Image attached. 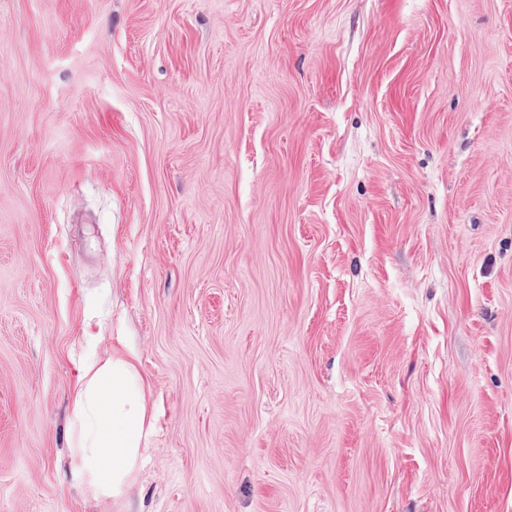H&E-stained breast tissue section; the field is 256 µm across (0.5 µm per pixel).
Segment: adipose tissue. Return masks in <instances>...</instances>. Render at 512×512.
I'll return each instance as SVG.
<instances>
[{"label": "adipose tissue", "instance_id": "obj_1", "mask_svg": "<svg viewBox=\"0 0 512 512\" xmlns=\"http://www.w3.org/2000/svg\"><path fill=\"white\" fill-rule=\"evenodd\" d=\"M138 353L124 341L84 364L73 389L76 430L71 475L119 500L135 479L155 426Z\"/></svg>", "mask_w": 512, "mask_h": 512}]
</instances>
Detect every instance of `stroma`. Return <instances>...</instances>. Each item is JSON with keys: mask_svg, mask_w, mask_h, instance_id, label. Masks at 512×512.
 <instances>
[{"mask_svg": "<svg viewBox=\"0 0 512 512\" xmlns=\"http://www.w3.org/2000/svg\"><path fill=\"white\" fill-rule=\"evenodd\" d=\"M0 512H512V0H0ZM138 353L116 336L112 353L84 364L73 389L76 430L71 475L118 501L135 479L154 433Z\"/></svg>", "mask_w": 512, "mask_h": 512, "instance_id": "1", "label": "stroma"}]
</instances>
